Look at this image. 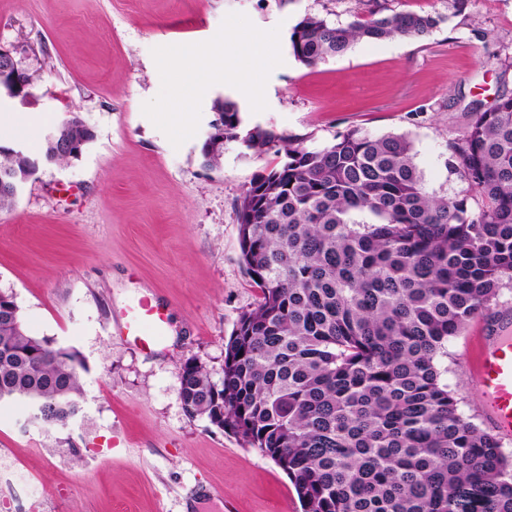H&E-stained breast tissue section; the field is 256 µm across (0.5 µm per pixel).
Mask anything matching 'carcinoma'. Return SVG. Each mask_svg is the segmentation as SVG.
<instances>
[{
  "mask_svg": "<svg viewBox=\"0 0 512 512\" xmlns=\"http://www.w3.org/2000/svg\"><path fill=\"white\" fill-rule=\"evenodd\" d=\"M412 11L301 20L289 41L315 67L359 42L429 38ZM201 164L230 143L279 158L237 204L240 262L260 291L224 350V378L182 362L192 417L234 434L288 475L303 512H512V453L460 410L442 367L448 340L512 284V95L473 107L448 144L453 196L426 190L404 134L358 128L318 144L245 121L225 98ZM94 134L69 112L37 157L0 145V209L45 164ZM76 351L27 334L0 292V405L64 428L80 410Z\"/></svg>",
  "mask_w": 512,
  "mask_h": 512,
  "instance_id": "cac0c4a2",
  "label": "carcinoma"
}]
</instances>
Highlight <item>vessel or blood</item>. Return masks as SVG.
<instances>
[{
  "label": "vessel or blood",
  "instance_id": "vessel-or-blood-1",
  "mask_svg": "<svg viewBox=\"0 0 512 512\" xmlns=\"http://www.w3.org/2000/svg\"><path fill=\"white\" fill-rule=\"evenodd\" d=\"M169 325L167 306L143 297L124 314L122 330L135 344L146 350L158 347ZM476 370L484 386V405L495 429L512 433V323L497 325L485 337Z\"/></svg>",
  "mask_w": 512,
  "mask_h": 512
}]
</instances>
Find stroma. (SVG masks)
I'll return each mask as SVG.
<instances>
[{
	"mask_svg": "<svg viewBox=\"0 0 512 512\" xmlns=\"http://www.w3.org/2000/svg\"><path fill=\"white\" fill-rule=\"evenodd\" d=\"M367 0H0V46L37 81L28 103L0 91V143L40 154L65 113L94 132L80 158L50 164L0 210V291L12 294L29 335L77 350L81 411L66 429L0 408V464L11 469L0 512H301L273 460L233 434L189 416L181 364L213 380L239 316L260 292L239 260L237 202L275 163L234 143L220 167L199 149L217 98L250 122L333 141L358 127L405 133L428 191L463 188L445 165L470 108L512 92V0H378L392 11L441 16L423 41L360 43L315 68L288 47L317 15L346 23ZM261 43L256 65L249 47ZM219 46L215 75L195 87V47ZM41 123L16 141L6 119ZM164 302L170 326L152 354L121 332L131 300ZM512 287L448 342L446 378L461 411L485 424L475 370Z\"/></svg>",
	"mask_w": 512,
	"mask_h": 512,
	"instance_id": "stroma-1",
	"label": "stroma"
}]
</instances>
